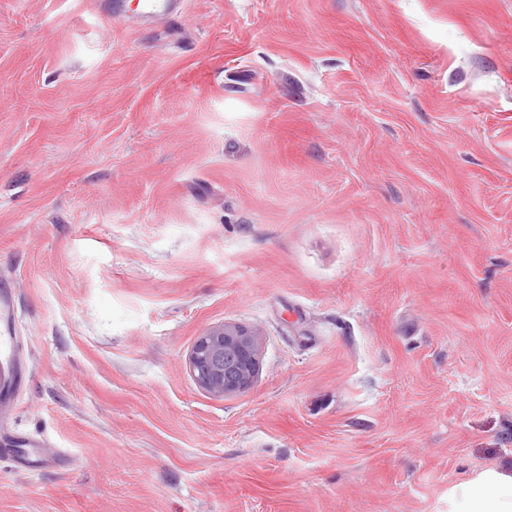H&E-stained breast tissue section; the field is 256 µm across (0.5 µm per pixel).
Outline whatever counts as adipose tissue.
<instances>
[{
    "instance_id": "obj_1",
    "label": "adipose tissue",
    "mask_w": 512,
    "mask_h": 512,
    "mask_svg": "<svg viewBox=\"0 0 512 512\" xmlns=\"http://www.w3.org/2000/svg\"><path fill=\"white\" fill-rule=\"evenodd\" d=\"M448 512H512V475L480 473L453 493Z\"/></svg>"
}]
</instances>
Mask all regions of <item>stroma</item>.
<instances>
[{"mask_svg": "<svg viewBox=\"0 0 512 512\" xmlns=\"http://www.w3.org/2000/svg\"><path fill=\"white\" fill-rule=\"evenodd\" d=\"M0 0V512H448L512 473V0ZM255 329L256 384L188 357ZM224 357L231 360L234 377L224 373ZM195 381L204 391L221 397L250 389L259 372L258 333L240 324L210 328L198 336L189 357Z\"/></svg>", "mask_w": 512, "mask_h": 512, "instance_id": "obj_1", "label": "stroma"}]
</instances>
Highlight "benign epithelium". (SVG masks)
<instances>
[{
	"label": "benign epithelium",
	"instance_id": "obj_1",
	"mask_svg": "<svg viewBox=\"0 0 512 512\" xmlns=\"http://www.w3.org/2000/svg\"><path fill=\"white\" fill-rule=\"evenodd\" d=\"M189 363L204 391L221 397L244 392L254 385L259 372V335L240 324L210 328L198 336Z\"/></svg>",
	"mask_w": 512,
	"mask_h": 512
}]
</instances>
